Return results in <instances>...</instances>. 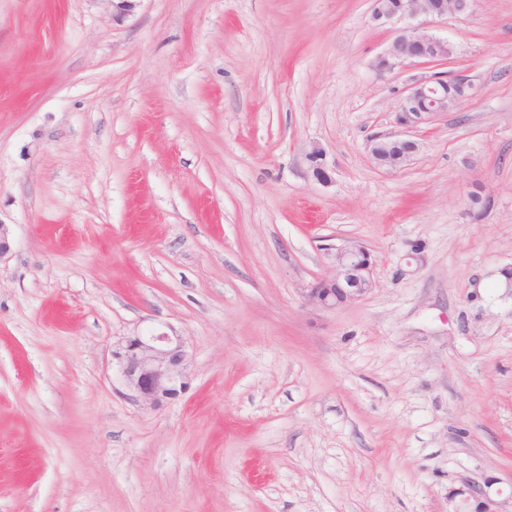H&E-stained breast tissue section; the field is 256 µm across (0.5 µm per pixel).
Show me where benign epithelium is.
I'll return each instance as SVG.
<instances>
[{
    "label": "benign epithelium",
    "instance_id": "benign-epithelium-1",
    "mask_svg": "<svg viewBox=\"0 0 512 512\" xmlns=\"http://www.w3.org/2000/svg\"><path fill=\"white\" fill-rule=\"evenodd\" d=\"M472 0H373V19L391 24L418 16L442 18L466 12ZM453 54L448 40L418 27L399 30L379 68L391 70L406 61L444 65ZM471 84L463 76L436 72L410 86L397 112V124L407 126L448 111L465 98ZM372 157L387 169L401 168L416 151V143L401 134L375 135L369 141ZM336 273L308 291L307 302L323 310L362 296L374 283L373 259L368 249L351 243L337 250ZM122 380L136 401L157 408L185 392L190 383V356L182 337L167 332L128 336L112 350ZM467 502L477 501L475 512H500V504L468 484L457 492Z\"/></svg>",
    "mask_w": 512,
    "mask_h": 512
}]
</instances>
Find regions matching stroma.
Returning <instances> with one entry per match:
<instances>
[{
	"label": "stroma",
	"mask_w": 512,
	"mask_h": 512,
	"mask_svg": "<svg viewBox=\"0 0 512 512\" xmlns=\"http://www.w3.org/2000/svg\"><path fill=\"white\" fill-rule=\"evenodd\" d=\"M372 8L0 0V512H512V0L420 18L472 88L397 171L430 70ZM351 241L373 288L312 307ZM164 324L149 409L112 346ZM369 148L379 166L396 170L410 160L417 145L400 133H388L373 136L369 141ZM112 357L131 396L143 405L158 408L189 386L191 361L181 336L164 331L127 336ZM457 495L464 497L465 503L470 499H475L477 501L475 512H503L500 511V504L483 494V491L476 485L466 484L457 492Z\"/></svg>",
	"instance_id": "1"
}]
</instances>
